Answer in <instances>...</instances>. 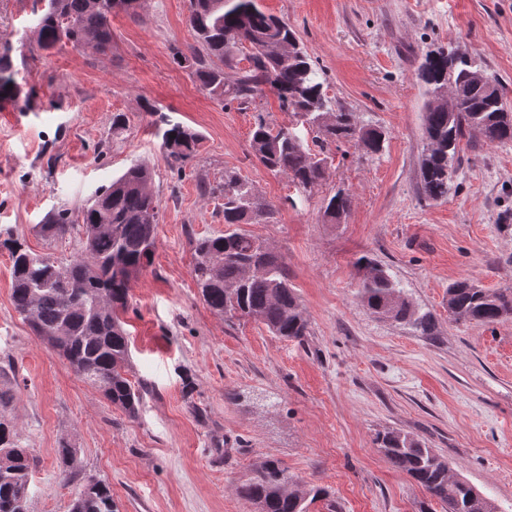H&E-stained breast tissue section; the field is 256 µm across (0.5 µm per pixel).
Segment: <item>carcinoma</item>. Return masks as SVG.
<instances>
[{
    "label": "carcinoma",
    "mask_w": 512,
    "mask_h": 512,
    "mask_svg": "<svg viewBox=\"0 0 512 512\" xmlns=\"http://www.w3.org/2000/svg\"><path fill=\"white\" fill-rule=\"evenodd\" d=\"M119 0H49L36 27L38 49L49 51L61 44L91 47L105 54L112 48L109 17ZM188 24L199 46L171 47L172 58L192 70L209 95L242 103L269 85L284 108L294 112L314 132L317 150L303 144L296 132L271 127L257 114L250 137L253 155L270 171L287 176L303 188L321 182L329 143L355 140L372 153L382 150L384 136L361 126L352 112L329 111L324 82L300 45L296 32L278 18L261 11L256 0H190ZM251 46L248 66L237 82H224V66L235 56L230 48L241 41ZM13 48L0 44V101L19 103L29 95L17 82ZM477 67L467 58L452 59L444 52L426 54L419 78L426 86L424 137L427 147L420 163L421 190L425 198L448 196L454 162L462 141L487 143L512 141V117L505 118L503 86L471 82ZM453 82L461 90L458 104L448 111L429 98L435 89ZM161 145L170 168L185 170L198 153L202 136L195 129L159 115ZM152 170L132 164L122 175L100 187L82 211V246L71 262L62 266L51 256L32 252L25 240L10 230L0 246L12 262L11 300L14 310L28 319L34 334L57 350L83 381L99 388L112 405L128 416L138 414L140 388L127 376L129 336L121 313L128 307L131 283L152 263L159 201L152 192ZM203 192L224 196V233L194 242L192 275L204 302L229 319L251 318L270 333L287 340H303L309 322L295 289L288 283L284 260L262 249L261 239L243 232L266 214L254 190L235 175H224V184L203 186ZM350 194L339 189L325 206L324 215L336 220L347 212ZM71 229L67 212L53 214L42 225L48 236H63ZM356 266L363 271L357 298L369 312L404 321L422 336L433 335L430 314L420 313L401 297L399 285L386 270L365 256ZM448 312L456 319L494 324L512 315V289L487 290L467 280L448 287ZM10 398L0 392V512H26L21 492L29 485L33 460L21 444L18 431L6 415ZM380 451L391 465L419 484L428 497L447 512H496L492 501L463 479L448 483V461L396 430L376 437ZM60 468H74L75 449L66 440L56 449ZM287 469L267 459L252 470L237 488V495L254 512H309V506L327 496V490L310 486L297 494L281 486ZM72 512H116L112 489L104 481L80 491Z\"/></svg>",
    "instance_id": "carcinoma-1"
}]
</instances>
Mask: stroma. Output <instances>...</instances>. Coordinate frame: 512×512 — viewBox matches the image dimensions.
<instances>
[{
    "instance_id": "1",
    "label": "stroma",
    "mask_w": 512,
    "mask_h": 512,
    "mask_svg": "<svg viewBox=\"0 0 512 512\" xmlns=\"http://www.w3.org/2000/svg\"><path fill=\"white\" fill-rule=\"evenodd\" d=\"M296 30L335 108L385 135L380 153L331 145L318 186L304 190L265 168L249 147L256 115L311 135L276 94L252 104L210 96L172 45L192 43L189 0H140L109 18L104 54L62 44L44 52L34 30L42 0H0V44L32 97L22 118L0 107V229L68 264L81 246V209L134 162L154 172L160 204L153 261L134 282L122 319L136 417L112 405L37 339L11 302V261L0 251V390L33 458L27 512H71L92 480L112 487L119 512H253L237 484L268 458L298 485L329 495L310 512H422L424 490L396 471L377 433L397 429L447 460L498 512H512V318L454 320L457 280L512 288V142L463 145L446 198L420 189L425 87L418 66L438 48L467 55L504 86L512 109V0H257ZM203 136L183 173L171 171L145 104ZM123 115L122 135L112 119ZM233 173L267 215L246 225L281 255L309 319L290 341L251 319H226L193 279L194 240L224 231L223 200L201 183ZM352 196L339 223L324 201ZM69 209L64 237L42 236ZM399 282L433 335L369 313L356 297L359 257ZM76 450L62 472L59 440Z\"/></svg>"
}]
</instances>
